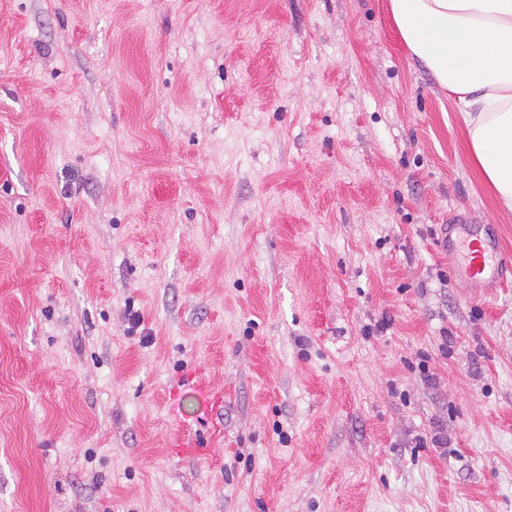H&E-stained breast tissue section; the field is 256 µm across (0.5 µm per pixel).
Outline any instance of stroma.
Instances as JSON below:
<instances>
[{
  "mask_svg": "<svg viewBox=\"0 0 512 512\" xmlns=\"http://www.w3.org/2000/svg\"><path fill=\"white\" fill-rule=\"evenodd\" d=\"M386 4L0 0V512H512V213ZM451 222L444 226L442 245L456 258L455 273L472 288L503 286L507 277L498 260V235H481L465 215H456Z\"/></svg>",
  "mask_w": 512,
  "mask_h": 512,
  "instance_id": "stroma-1",
  "label": "stroma"
}]
</instances>
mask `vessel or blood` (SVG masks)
I'll use <instances>...</instances> for the list:
<instances>
[{
	"mask_svg": "<svg viewBox=\"0 0 512 512\" xmlns=\"http://www.w3.org/2000/svg\"><path fill=\"white\" fill-rule=\"evenodd\" d=\"M442 245L456 258V274L472 287L503 286L507 277L498 259L501 243L498 236L478 232L469 217L453 218L445 225Z\"/></svg>",
	"mask_w": 512,
	"mask_h": 512,
	"instance_id": "b4317fda",
	"label": "vessel or blood"
}]
</instances>
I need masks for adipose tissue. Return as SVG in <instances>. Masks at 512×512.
<instances>
[{
    "instance_id": "ef3b65f1",
    "label": "adipose tissue",
    "mask_w": 512,
    "mask_h": 512,
    "mask_svg": "<svg viewBox=\"0 0 512 512\" xmlns=\"http://www.w3.org/2000/svg\"><path fill=\"white\" fill-rule=\"evenodd\" d=\"M389 10L457 106L478 177L512 212V0H389Z\"/></svg>"
}]
</instances>
